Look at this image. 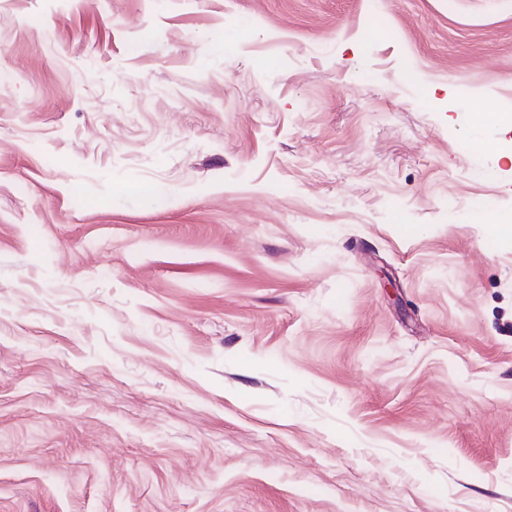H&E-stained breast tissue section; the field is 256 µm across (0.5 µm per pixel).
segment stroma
<instances>
[{"label":"stroma","instance_id":"35a3bbf8","mask_svg":"<svg viewBox=\"0 0 512 512\" xmlns=\"http://www.w3.org/2000/svg\"><path fill=\"white\" fill-rule=\"evenodd\" d=\"M477 112L512 0H0V512H512Z\"/></svg>","mask_w":512,"mask_h":512}]
</instances>
